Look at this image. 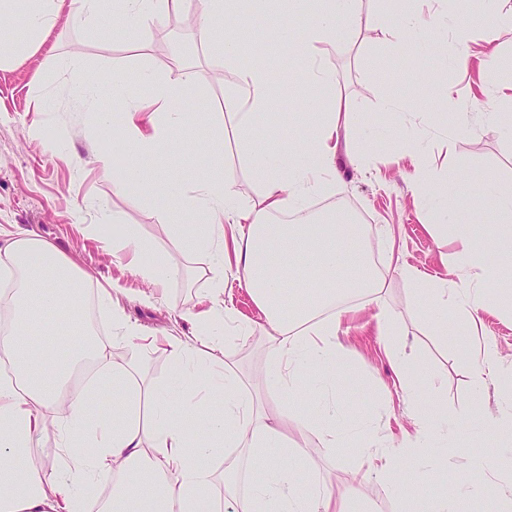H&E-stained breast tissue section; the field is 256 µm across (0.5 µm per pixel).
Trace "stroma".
I'll list each match as a JSON object with an SVG mask.
<instances>
[{
	"label": "stroma",
	"mask_w": 512,
	"mask_h": 512,
	"mask_svg": "<svg viewBox=\"0 0 512 512\" xmlns=\"http://www.w3.org/2000/svg\"><path fill=\"white\" fill-rule=\"evenodd\" d=\"M198 6L187 0L185 15L153 29L149 40L135 35L100 39L86 28L60 15L40 48L27 57L0 63V228L31 232L54 243L79 267L93 275L91 291L114 288L125 318L145 332L177 330L192 334L200 301L208 292L211 262L203 255L176 254L180 276L164 291L150 293L147 283L125 269L121 256L107 254L120 225H135L142 239L167 247L156 206L135 190L114 192L112 182L96 168V152L111 149L124 157L121 144H106L92 133L94 113L112 110V69L137 79L142 71L176 74V62L190 56L199 84L198 95L186 102L184 111L194 119L224 109V87L235 80L234 65L210 48L196 45L187 17ZM398 18L385 28L363 27L344 35L324 54V66L336 76V91L347 99L361 129L356 151L362 159L346 160V145H339L343 160L341 178L326 194L306 198L302 208L311 215L363 218L367 225V248L375 255L384 285L382 300L394 322L406 334L404 354L418 367L411 389H402L399 372L387 341L378 334L374 308L363 309L340 326L336 340L350 352L342 369L337 417L347 426L364 422L379 426L395 445L416 435L415 401L437 399L446 409L450 428L403 454L400 460L405 480L415 488L440 489L442 483L468 475L473 456L483 455L485 471L494 473L499 487L512 486V449L493 456L483 454V413L497 412L511 400L499 379L476 384L467 357L458 352L455 339L428 335L421 306L398 266L383 260L394 248L401 264L417 268L425 276L446 278L441 257L447 253L445 239L436 225L426 223L427 202L413 187L418 164L424 163L453 176L459 207L454 221L491 233L496 212L484 194L480 175H495L501 186L512 187V132L494 121L500 105L486 86L501 74L512 72V35L496 41L498 53L487 64L472 60L468 69L439 64L422 53L418 42L396 38ZM267 65L275 86L290 85L281 97L279 111L295 112L303 98H320V89L308 86L298 63L284 58L267 40ZM80 52L84 71L101 74L94 108L82 106L76 97L80 74L67 69L73 52ZM83 71V72H84ZM447 82L454 100L447 107V122L435 116L438 82ZM388 101L403 102L395 118L383 114ZM472 113L470 130L457 127V115ZM420 140L409 144V133ZM143 167L160 166L175 172L174 183L185 188L207 171L223 174L235 183L243 201L256 198L261 187L244 160L243 148L234 136L224 140V156L195 163L167 156L144 157ZM100 224L103 234L88 235L86 225ZM477 336L497 342L505 363L512 364V316L503 312L497 299H489ZM229 361L246 373L260 372L263 340L260 332L229 336L224 340ZM317 431L306 434L307 452L298 460L296 475L304 482L329 476L335 487L353 485V512H410L409 502L394 492L376 473V464L357 448L340 444L328 449ZM449 452L448 470L438 478L424 475L427 457Z\"/></svg>",
	"instance_id": "35a3bbf8"
}]
</instances>
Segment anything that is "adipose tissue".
I'll use <instances>...</instances> for the list:
<instances>
[{
    "label": "adipose tissue",
    "mask_w": 512,
    "mask_h": 512,
    "mask_svg": "<svg viewBox=\"0 0 512 512\" xmlns=\"http://www.w3.org/2000/svg\"><path fill=\"white\" fill-rule=\"evenodd\" d=\"M316 21L297 32L296 12L305 0H267L279 24L275 43L284 56L297 59L309 80L331 89L336 80L320 60L336 41L337 21L349 29L361 24L383 27L387 16L398 17L401 38L416 32L430 35V52L441 57L448 32L438 13L413 5L412 0H389L386 15L363 18L362 0H319ZM237 0H199L195 34L202 45L217 49L235 61L246 21L236 12ZM65 0H0V19L22 15L25 36L0 43V61L29 55L41 46L65 8ZM69 8V7H66ZM185 0H78L70 7L74 24L109 33L114 23L148 33L151 26L179 16ZM198 92L191 66L177 76H140L138 90H130L122 70L112 71L116 113L98 114L97 133L115 136L135 153L124 166H115L111 153H97L94 162L112 180L115 191H149L163 182L160 172H148L139 157L160 152L180 156L191 152L210 158L224 152L223 133L242 141L253 179L262 188L258 201L243 202L232 182L210 176L180 193L177 208L157 206L156 218L181 252L204 254L211 260L212 283L207 308L197 316L190 338L149 336L128 323L115 309L112 294L100 290L99 304L113 317L111 342L88 336L72 321L69 336L56 338L54 319L67 312L91 275L79 268L50 241L18 231L0 241V298L11 309L12 324L0 335V512H85L77 481L96 483L101 474L112 478V496L98 512H215L207 491L216 479L212 459L223 458L225 498L235 500L240 512H349L346 495L335 494L326 479L298 483L290 466L303 446H289L286 429L297 432L318 427L328 443L353 442L364 454L382 459L381 475L414 499V512H459V486L428 500L417 498L402 479L393 460L395 451L375 430L345 434L336 428L334 407L321 420L291 416L294 395L302 381L318 399L339 390L336 367L348 353L336 342L351 299L377 305L380 335L392 356H399V331L380 306L383 284L363 245L365 225L354 219L323 224L309 219L296 224L277 223V216L300 209L314 192H327L338 176V145L350 130L352 117L340 103L330 108L315 104L305 113L313 125L309 140L286 151L271 150L254 134L273 103L262 44H255L249 66L239 69L224 94L225 110L207 117V137H186L189 124L183 103ZM483 188L495 197L498 231L489 245L476 234L457 233L458 245L443 261L451 279L437 281L403 268L422 302L423 320L436 335H452L471 347L475 380L500 366L495 342L472 346L471 338L486 303L487 285L496 284L512 305V190H502L494 176ZM127 267L154 288H161L178 272L167 253L140 239L127 228L117 241ZM235 267L263 318L265 363L259 380L233 371L224 359V338L251 332L252 320L240 318L224 302V270ZM480 267L483 286L459 279L458 271ZM40 322L54 341L43 344L28 331ZM142 351H163L178 370L175 384L158 395L144 367L135 361L110 362L111 344ZM109 388L117 407L112 416L97 417L92 399ZM280 395L277 413H269L262 388ZM221 409H210L213 399ZM61 432L62 466L47 469L40 435L47 421ZM242 456H233V449ZM261 468L262 478L240 492L237 477L242 459Z\"/></svg>",
    "instance_id": "ef3b65f1"
}]
</instances>
